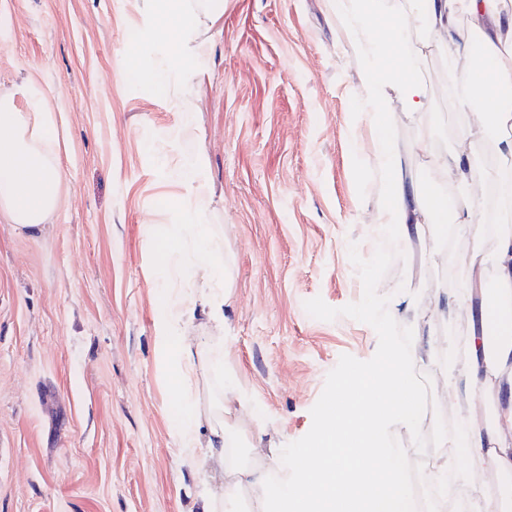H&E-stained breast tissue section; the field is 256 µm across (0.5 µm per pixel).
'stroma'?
Masks as SVG:
<instances>
[{"label":"stroma","instance_id":"35a3bbf8","mask_svg":"<svg viewBox=\"0 0 512 512\" xmlns=\"http://www.w3.org/2000/svg\"><path fill=\"white\" fill-rule=\"evenodd\" d=\"M199 11L197 74L176 76L164 42L174 16L147 0H0V91L33 86L63 146L65 201L53 223L20 234L0 220V512H192L204 477L172 433L183 415L160 360L154 318L165 295L147 274L151 224H181L188 193L175 167L201 155L206 220L223 227L229 298L225 368L246 393L244 423L262 446L253 465L286 476L337 381L384 373L379 347L412 349L395 302L413 292L436 345L464 356L468 325L433 313L436 288L466 278L465 246L374 239L391 202L389 174L360 120L361 63L336 42L322 0H223ZM167 71L158 90L147 70ZM423 75L427 106L392 133L422 193L455 199L428 158L451 149L473 117L448 95L440 54ZM195 116L192 137L175 129ZM423 386L426 428L391 443L433 457L459 407Z\"/></svg>","mask_w":512,"mask_h":512}]
</instances>
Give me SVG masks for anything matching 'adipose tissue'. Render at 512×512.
Wrapping results in <instances>:
<instances>
[{"mask_svg":"<svg viewBox=\"0 0 512 512\" xmlns=\"http://www.w3.org/2000/svg\"><path fill=\"white\" fill-rule=\"evenodd\" d=\"M420 23L428 36L390 55L374 39L370 28L376 17L394 31L406 28L404 10L380 13L378 0H324V7L339 20L338 44L350 46L361 59L357 76L363 89L362 107L373 125L382 124L392 104L414 117L423 112L428 87L422 75L431 50L456 59L461 24H468L491 62L464 67L457 102L462 111L474 113L477 126L457 135L451 155L431 154L427 141L417 152L431 154L437 180L458 187L462 202L453 209L455 230L468 231V269L483 277L492 271L495 286L490 294L502 327L496 343L484 331H473L468 358L456 369L440 371L433 383L449 399L470 397L481 389L494 403L492 418L470 406L464 433L444 438L430 464L427 480L435 485L441 512L457 490L468 495L469 512H512V229L502 228L492 243H485L482 226L489 197L502 209H512V0H423ZM154 11L180 19L170 44L184 47L197 38L198 18L188 0H150ZM26 108H19L14 93L0 94V215L20 231L37 232L52 223L63 202L60 143L47 100L34 89H25ZM497 134L493 144L497 168H476L472 146L478 134ZM375 159L392 174L389 206L379 210L374 223L397 227L400 238L423 235L435 209L427 208L416 185L404 170L401 151L393 137L375 135ZM179 179L193 190L179 207L188 218L184 224L149 227L156 258L152 272L166 290V304L155 322L158 354L174 370L177 384L189 395L186 412L174 436L190 459L201 468L220 472L221 484L209 487L198 512H235L244 494H258L259 505L271 512H414L412 498L397 475L401 457L385 439L388 425L413 426L411 412L419 403V386L413 367L431 363L434 341L420 321L412 296L397 306L415 329L412 351L384 345L389 361L386 377L359 370L340 380L331 393L330 410L293 467L288 487L271 482L264 469L245 463L249 445L242 406L233 405L238 394L235 376H227L220 395L199 406L192 395L200 381L209 379L213 367L224 360L223 347L211 337L193 335L196 313H204L216 329L225 324L228 296L224 260L215 241L218 230L205 223L207 209L203 173L198 158L184 159ZM471 450L461 461L458 447ZM495 487H487V477Z\"/></svg>","mask_w":512,"mask_h":512,"instance_id":"adipose-tissue-1","label":"adipose tissue"}]
</instances>
